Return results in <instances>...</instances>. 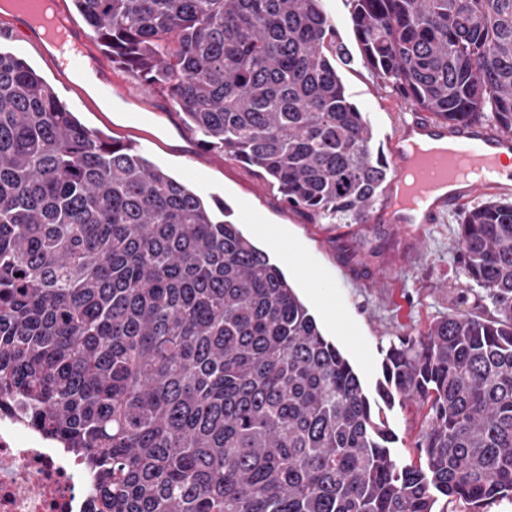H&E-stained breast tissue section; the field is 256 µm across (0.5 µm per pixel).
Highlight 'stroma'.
<instances>
[{
    "label": "stroma",
    "instance_id": "35a3bbf8",
    "mask_svg": "<svg viewBox=\"0 0 512 512\" xmlns=\"http://www.w3.org/2000/svg\"><path fill=\"white\" fill-rule=\"evenodd\" d=\"M323 7L343 45L336 68L346 93L371 124L375 147H386L388 134L411 104L364 62L349 0H323ZM0 50L23 58L87 128L133 143L144 157L201 196L223 199L232 209L231 222L284 272L369 396H376L386 351L399 337L417 335L442 314L458 309L477 313L488 305L479 288L470 290L467 302L458 300L465 285L455 242L460 209L426 225L418 248L402 256V236L393 231L388 212L373 208L375 221L366 235L342 224L315 223L285 205L254 167L203 147L164 93H143L138 80L114 71L110 61L102 66L115 72L124 98H103L83 73L58 71L38 45L20 35L0 37ZM287 248L296 250V262L285 260ZM382 416L395 435L392 455L405 463L419 462L417 408L397 403L384 408Z\"/></svg>",
    "mask_w": 512,
    "mask_h": 512
}]
</instances>
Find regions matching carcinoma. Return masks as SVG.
Listing matches in <instances>:
<instances>
[{
	"label": "carcinoma",
	"instance_id": "cac0c4a2",
	"mask_svg": "<svg viewBox=\"0 0 512 512\" xmlns=\"http://www.w3.org/2000/svg\"><path fill=\"white\" fill-rule=\"evenodd\" d=\"M364 60L439 122L512 134V0H351ZM95 42L203 143L311 219L359 224L389 176L321 0H73ZM222 201L88 131L0 52V399L96 475L99 512H435L512 499V201L457 253L493 315L389 347L422 465Z\"/></svg>",
	"mask_w": 512,
	"mask_h": 512
}]
</instances>
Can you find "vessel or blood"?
<instances>
[{"instance_id": "b4317fda", "label": "vessel or blood", "mask_w": 512, "mask_h": 512, "mask_svg": "<svg viewBox=\"0 0 512 512\" xmlns=\"http://www.w3.org/2000/svg\"><path fill=\"white\" fill-rule=\"evenodd\" d=\"M39 0H18L15 29L29 32L36 42L45 33L33 27ZM70 38L53 50L52 60L61 71H80L93 65L88 33L66 17H59ZM392 178L383 207L398 231L410 223H437L447 208L481 193L502 188V161L512 158V135L480 121L448 125L415 111L389 139Z\"/></svg>"}]
</instances>
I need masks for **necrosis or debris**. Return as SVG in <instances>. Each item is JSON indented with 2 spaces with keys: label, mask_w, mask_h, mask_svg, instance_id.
<instances>
[{
  "label": "necrosis or debris",
  "mask_w": 512,
  "mask_h": 512,
  "mask_svg": "<svg viewBox=\"0 0 512 512\" xmlns=\"http://www.w3.org/2000/svg\"><path fill=\"white\" fill-rule=\"evenodd\" d=\"M93 480L16 405L0 408V512H97Z\"/></svg>",
  "instance_id": "necrosis-or-debris-1"
}]
</instances>
